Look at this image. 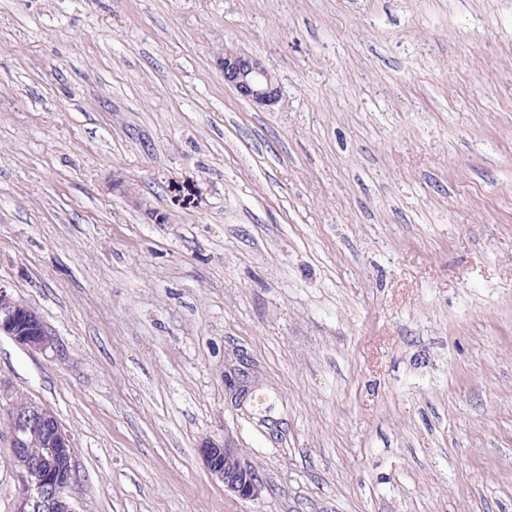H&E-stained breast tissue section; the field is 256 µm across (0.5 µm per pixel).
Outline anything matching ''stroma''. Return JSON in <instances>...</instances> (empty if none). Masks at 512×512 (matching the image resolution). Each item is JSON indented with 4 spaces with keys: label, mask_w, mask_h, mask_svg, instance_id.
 <instances>
[{
    "label": "stroma",
    "mask_w": 512,
    "mask_h": 512,
    "mask_svg": "<svg viewBox=\"0 0 512 512\" xmlns=\"http://www.w3.org/2000/svg\"><path fill=\"white\" fill-rule=\"evenodd\" d=\"M0 284V512L19 395L76 512H512V0H0ZM224 83L231 86L244 99L272 106L280 99L276 77L259 60L243 52L225 48L220 58ZM35 351L54 347L38 312L16 300L9 289L0 285V334ZM257 376L254 369L246 366L243 361L239 364H227L224 371L225 387L231 400L241 406L252 393ZM199 453L207 471L224 481V490L241 499H255L262 492V484L256 471L243 465L236 448L228 443L218 445L205 441Z\"/></svg>",
    "instance_id": "35a3bbf8"
}]
</instances>
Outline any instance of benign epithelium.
<instances>
[{
    "mask_svg": "<svg viewBox=\"0 0 512 512\" xmlns=\"http://www.w3.org/2000/svg\"><path fill=\"white\" fill-rule=\"evenodd\" d=\"M220 66L224 83L244 99L273 106L280 99L276 77L259 60L243 52L226 48ZM0 334L35 351L54 348L38 312L16 300L9 289L0 285ZM225 387L230 399L241 406L252 393L256 375L244 362L227 365ZM10 435L18 478L22 491L14 512H75L66 490L80 477L75 445L71 434L47 406L30 401L23 410L12 407L9 415ZM44 437L43 452L32 457L27 452L28 437L34 432ZM199 453L207 471L224 481V490L241 499H255L262 492L256 471L243 465L237 449L229 444L206 441Z\"/></svg>",
    "mask_w": 512,
    "mask_h": 512,
    "instance_id": "obj_1",
    "label": "benign epithelium"
}]
</instances>
